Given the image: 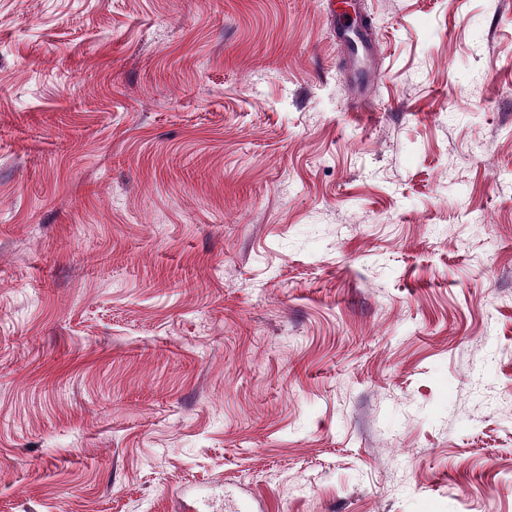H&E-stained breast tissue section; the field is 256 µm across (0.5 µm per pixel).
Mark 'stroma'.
<instances>
[{"instance_id":"obj_1","label":"stroma","mask_w":512,"mask_h":512,"mask_svg":"<svg viewBox=\"0 0 512 512\" xmlns=\"http://www.w3.org/2000/svg\"><path fill=\"white\" fill-rule=\"evenodd\" d=\"M359 5L0 0V512H512V0Z\"/></svg>"}]
</instances>
